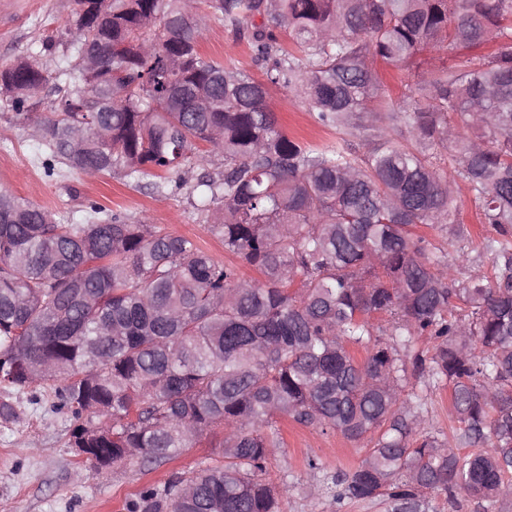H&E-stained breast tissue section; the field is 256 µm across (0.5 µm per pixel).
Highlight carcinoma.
<instances>
[{
	"label": "carcinoma",
	"mask_w": 512,
	"mask_h": 512,
	"mask_svg": "<svg viewBox=\"0 0 512 512\" xmlns=\"http://www.w3.org/2000/svg\"><path fill=\"white\" fill-rule=\"evenodd\" d=\"M98 4L95 24L66 29L58 77L77 72L82 85L58 88L54 112L24 111L48 81L34 54L0 66V97L39 130L50 175L61 165L141 183L222 161L195 185L201 213L261 279L152 224L99 206L66 224L0 190V383L22 393L57 383L70 445L89 449L97 470L160 465L223 428L213 464L173 473L128 512H278L288 489L264 479L282 447L277 414L369 439L361 463L333 478L338 502L434 512L435 497L459 490L487 512L511 496L512 0H207L192 13L187 0ZM213 20L247 38L263 78L201 53ZM490 43L421 76L410 104L385 101L376 62ZM270 86L326 127L398 111L413 143L383 128L362 157L346 141L301 144L278 127ZM88 92L112 94V109L80 111ZM438 149L451 151L452 172L431 161ZM458 178L498 234L483 244L489 276L456 278L412 233L463 235ZM376 315L388 316L382 338ZM419 336L435 341L428 359ZM412 378L448 385L462 438L482 450L423 434L422 412L403 399Z\"/></svg>",
	"instance_id": "carcinoma-1"
}]
</instances>
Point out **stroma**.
Here are the masks:
<instances>
[{"mask_svg":"<svg viewBox=\"0 0 512 512\" xmlns=\"http://www.w3.org/2000/svg\"><path fill=\"white\" fill-rule=\"evenodd\" d=\"M75 7L74 0H18L10 15H0V65L20 55L37 53L48 74H56L66 51L65 29ZM46 42L52 43V50H43ZM202 52L224 67L257 78L262 75L249 43L224 23L210 24L202 40ZM461 55L459 49L444 47L417 54L401 68L379 66L382 91L394 106H402L405 94L421 75L454 65ZM269 105L280 129L304 143L348 138L361 155L368 149L367 136L379 127H388L392 138L400 141L411 138L402 122L387 120L379 112L362 113L361 134L350 137L348 130L323 126L304 100L281 88H270ZM44 152V147L19 124L12 107L0 102V189L51 212L77 218L84 216L89 206H100L129 221H144L190 237L217 260L233 263V256L225 253L198 210L199 196L191 189L197 173L184 179L169 174L156 185L130 183L113 173L88 178L64 168L49 177L41 166ZM454 196L463 237L452 240L446 232L422 224L415 226L414 233L425 239L429 251L454 258L458 278L490 272L491 256L482 252L479 244L492 229L484 224L464 181H457ZM406 392L420 399L429 432L459 446L462 426L452 414L449 388L414 381ZM1 401L14 406L15 416L7 421L0 419V512H127V503L143 490L163 487L175 471L195 473L212 456L211 448L201 442L181 449L174 459L158 467L125 461L98 473L78 459L70 447L73 422L67 411L59 409L53 383L37 385L21 394L0 384ZM277 426L283 448L270 460L266 476L288 488L280 501V512H384L383 506L375 502H334L328 488L333 475L361 462L367 442L347 440L338 432L325 434L286 417L278 418ZM312 459L320 465L314 475L307 466Z\"/></svg>","mask_w":512,"mask_h":512,"instance_id":"1","label":"stroma"}]
</instances>
